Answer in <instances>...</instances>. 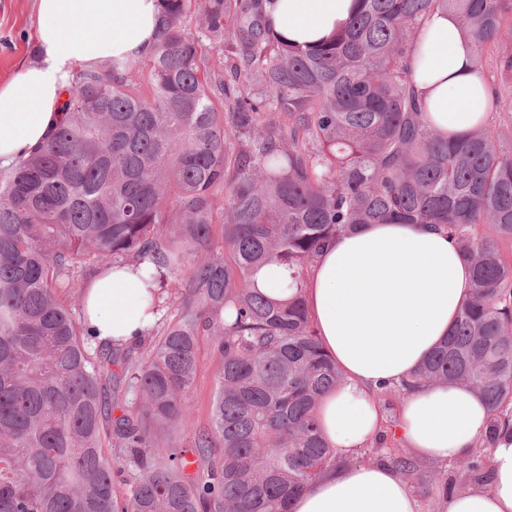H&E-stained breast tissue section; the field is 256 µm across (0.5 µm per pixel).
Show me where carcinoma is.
<instances>
[{"mask_svg": "<svg viewBox=\"0 0 512 512\" xmlns=\"http://www.w3.org/2000/svg\"><path fill=\"white\" fill-rule=\"evenodd\" d=\"M355 2L302 49L270 33L262 0H159L150 55L76 73L51 138L0 179V512H288L344 465L315 416L342 375L305 270L364 224L434 225L471 264L472 299L401 391L463 383L483 398L490 420L461 466L488 482L483 449L512 421V153L489 122L439 137L410 52L420 20L450 11L483 74L512 0ZM116 261L153 265L172 306L146 341L97 350L64 293L85 295L75 269ZM267 266L282 299L255 285ZM204 333L221 367L187 473L164 431L190 415ZM378 443L416 474L395 438ZM114 460L130 469L121 493Z\"/></svg>", "mask_w": 512, "mask_h": 512, "instance_id": "1", "label": "carcinoma"}]
</instances>
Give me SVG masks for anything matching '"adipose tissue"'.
<instances>
[{
	"label": "adipose tissue",
	"instance_id": "1",
	"mask_svg": "<svg viewBox=\"0 0 512 512\" xmlns=\"http://www.w3.org/2000/svg\"><path fill=\"white\" fill-rule=\"evenodd\" d=\"M354 0H264L271 33L314 47L354 11ZM36 59L0 85V168L42 145L57 126L76 69L112 58L147 56L158 35L157 0H34ZM411 79L431 128L448 138L485 123L496 89L474 72L456 18L435 11L421 22ZM143 266L110 265L89 282L83 319L105 344H127L160 317ZM472 296L470 265L447 234L423 224H367L319 255L306 291L318 338L341 370L323 396L321 430L337 454L350 455L387 423L377 403L444 339ZM490 413L472 389L437 386L405 396L396 433L416 457L435 463L471 454ZM490 481L451 491L443 512H512V433L490 451ZM290 512H421L409 484L386 464L322 476Z\"/></svg>",
	"mask_w": 512,
	"mask_h": 512
}]
</instances>
